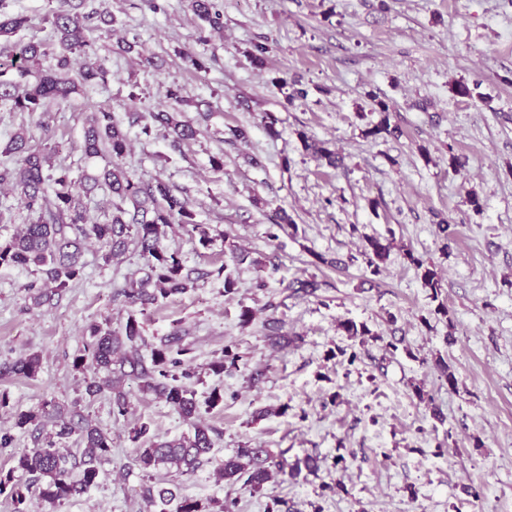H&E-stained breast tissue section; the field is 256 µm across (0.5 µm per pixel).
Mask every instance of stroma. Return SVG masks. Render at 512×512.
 Segmentation results:
<instances>
[{"instance_id":"1","label":"stroma","mask_w":512,"mask_h":512,"mask_svg":"<svg viewBox=\"0 0 512 512\" xmlns=\"http://www.w3.org/2000/svg\"><path fill=\"white\" fill-rule=\"evenodd\" d=\"M219 3L224 30L202 43L188 0H164L158 12L144 0H107L112 28L91 33L109 72L105 87L51 105L46 131L0 102V145L28 129L34 140L57 144V162L78 178L95 171L80 148L94 108H111L127 124L128 113L168 109L169 86L187 99L195 139L176 146L159 128L146 135L129 126L124 159L137 179L164 181L218 232L207 247L180 229L163 238L205 277L151 307L145 323L151 342L178 330L191 345L198 401L224 389L223 404L202 415L215 430L212 460L178 477L181 496L233 499L236 512H270L276 498L291 512H512V0ZM61 5L6 0L7 12L30 19L22 39L50 46L47 17ZM122 38L136 41L135 52L119 51ZM264 42L273 51L261 68L250 53ZM192 55L206 57L207 70L196 71ZM286 83L306 97L286 102ZM462 85L468 94H459ZM378 99L389 104L400 137L368 135ZM266 112L277 118L274 129L262 122ZM238 126L247 127L248 145L233 143ZM307 138L342 154L343 166L314 158ZM214 156L223 167L211 165ZM277 208L295 228L271 223ZM443 221L457 231L445 255L436 234ZM371 236L392 242L376 273L361 255ZM233 244L251 260L228 296L215 271ZM100 254L89 245L82 280L58 304L39 308L27 298L32 274L0 267V360L42 356L36 379L0 380L10 397L0 429L10 428L14 409L82 399L84 415L111 429L112 454L98 485L55 512H146L143 490L165 472L147 476L133 465L131 429L145 424L172 438L189 427L163 401L137 394L119 422L108 399L83 400L84 376L72 367L83 332L106 318L125 322L130 306L117 291L145 263L129 252L106 265ZM419 259L437 267L438 300L421 286ZM261 279L267 288H258ZM305 280L318 290H289ZM440 302L447 315L435 314ZM245 307L256 312L246 326ZM270 317L293 344L268 343ZM347 319L366 323L373 340L352 346L339 328ZM228 344L248 366L215 376L208 365ZM349 346L358 353L352 364L337 354ZM440 358L457 387L437 369ZM255 368L264 375L254 383ZM416 384L433 407L418 402ZM266 406L275 415L256 419ZM245 443L290 462L314 456L319 469L277 476L261 493L219 481L218 464ZM470 485L480 498L467 494Z\"/></svg>"}]
</instances>
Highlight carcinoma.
Masks as SVG:
<instances>
[{
    "mask_svg": "<svg viewBox=\"0 0 512 512\" xmlns=\"http://www.w3.org/2000/svg\"><path fill=\"white\" fill-rule=\"evenodd\" d=\"M193 13L212 29L222 25V12L216 0H190ZM56 38L55 66L45 69L42 60L48 55L42 42H24L18 33L28 25V17L0 11V45L9 50L0 61V101L11 104L18 112L41 117L52 103L68 102L86 89L104 85L107 70L97 55L86 32L91 22L109 27L111 12L87 8V0H78L71 9H59L47 17ZM84 57L77 76H72V56ZM173 105L168 110L150 113L153 123L161 127L173 142L192 140L197 130L182 119L179 106L187 103L181 87L167 90ZM379 121L367 131L369 135H392L396 129L389 121V105L380 100ZM304 148L329 164L336 163L335 153L322 143L303 139ZM128 133L114 120L112 111L100 108L91 113L84 126L81 150L84 158L110 155L111 161L79 180L70 171L54 164L55 149L35 141L24 128L17 131L0 148V153L13 158V164L0 166V187L8 188L11 197L28 212V223L10 240L0 243V267H18L29 271L36 279L27 286L28 300L35 307L59 301L80 280L86 267L85 247L90 241L100 244L101 259L112 262V257L128 250L147 258L140 276L129 282L123 295L139 312L146 311L160 300L187 292L197 286L202 275L188 270L175 252L161 245L167 230L174 225L198 238L206 247L213 242L209 227L199 224L184 197L173 192L165 183L154 185L137 180L122 162L127 152ZM96 188L108 192L112 214L105 223H91L86 213L85 199ZM389 252V244L379 237L366 239L362 256L373 272ZM247 255L232 252L233 264L217 270L224 276V294L237 288L235 271ZM424 268L422 286L431 290L437 299L440 291L438 272L414 260ZM347 336L366 343L371 335L366 325L352 320L340 323ZM82 349L73 358L72 366L83 373L85 398L93 400L101 393H110L112 415L120 419L130 409L131 392L125 389L129 382L138 392L152 395L168 404L190 424L193 433L172 439L149 435V428L140 425L131 430V440L138 444L134 463L143 471L161 466L178 476L195 473L214 448L212 429L200 421L201 407L195 391L187 380L195 372L186 366L190 348L183 338L173 333L153 345L146 339L144 327L136 314L128 315L119 328L111 321L91 323L84 331ZM242 357L231 347H224L222 355L214 359L208 370L221 375L239 368ZM42 368L37 352L18 356L0 365V378L23 377L35 379ZM12 428L30 434L33 447L13 455L14 465L0 476V495L9 492L13 512H32L33 500L43 508L55 507L64 500L81 497L97 485L100 465L112 451V435L85 418L81 401L69 405L44 403L35 409L18 410L13 415ZM318 468L317 458L307 455L288 464L269 448L242 445L224 457L219 466L221 477L229 485L257 493L270 482L274 472L289 471L292 476L302 470L313 472ZM148 504L159 512H234L236 501L212 500L204 505L195 499L179 496L176 488L150 486L144 492Z\"/></svg>",
    "mask_w": 512,
    "mask_h": 512,
    "instance_id": "obj_1",
    "label": "carcinoma"
}]
</instances>
